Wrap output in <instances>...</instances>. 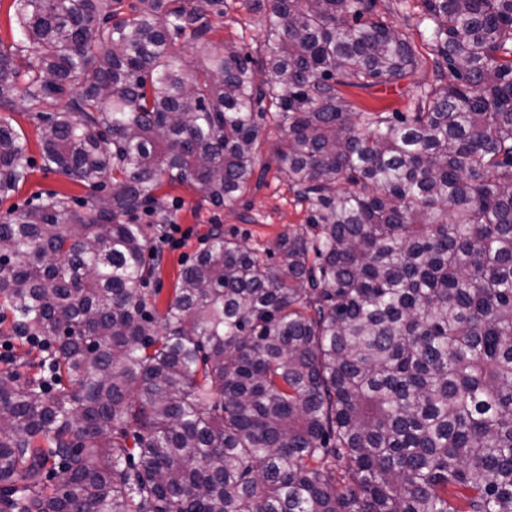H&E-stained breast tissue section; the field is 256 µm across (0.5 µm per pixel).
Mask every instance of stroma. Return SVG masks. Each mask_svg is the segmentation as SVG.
Returning a JSON list of instances; mask_svg holds the SVG:
<instances>
[{"instance_id":"35a3bbf8","label":"stroma","mask_w":512,"mask_h":512,"mask_svg":"<svg viewBox=\"0 0 512 512\" xmlns=\"http://www.w3.org/2000/svg\"><path fill=\"white\" fill-rule=\"evenodd\" d=\"M262 11L235 6L224 14L211 15L210 38L216 44H228L250 53L264 56L266 45L261 24ZM410 84L400 81L375 86L367 90L347 89L348 99L363 110L406 111L410 100ZM11 124L24 132L28 141L32 170L28 180L9 198H0V219L23 210L38 199L52 193H61L74 200L85 198L86 186L62 175L44 170L41 156L40 127L23 101H16L9 112ZM283 130L268 127L259 150V164L267 172L262 182L236 201L216 210L204 205L202 193L187 185H166L160 190L167 201L171 223L180 226L177 245H164L159 276L151 280V287L160 294L158 304H165L172 296L182 266L188 264L203 248L211 225H220L225 234L234 235L254 248H270L276 239L305 224L306 205L296 201L285 180L277 174L273 150L284 138Z\"/></svg>"}]
</instances>
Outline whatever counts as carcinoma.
Masks as SVG:
<instances>
[{"label":"carcinoma","mask_w":512,"mask_h":512,"mask_svg":"<svg viewBox=\"0 0 512 512\" xmlns=\"http://www.w3.org/2000/svg\"><path fill=\"white\" fill-rule=\"evenodd\" d=\"M263 1L256 60L209 39L233 0H13L0 109L92 194L0 220L6 335L43 352L0 370V512H512V0ZM402 79L406 112L343 93ZM268 116L306 226L210 228L158 310L157 190L235 201ZM31 170L0 117V195Z\"/></svg>","instance_id":"1"}]
</instances>
